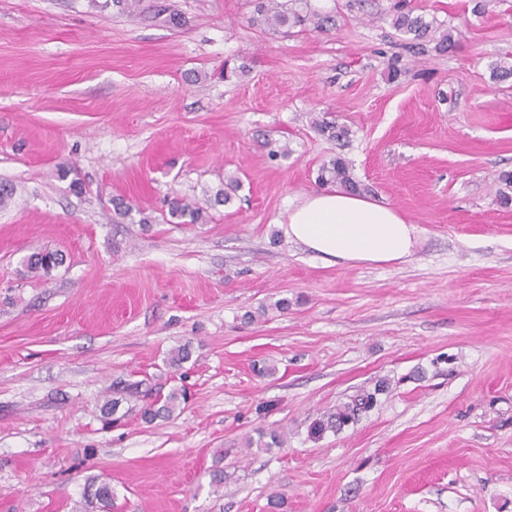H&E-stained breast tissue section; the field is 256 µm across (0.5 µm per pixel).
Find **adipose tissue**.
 I'll return each instance as SVG.
<instances>
[{
    "label": "adipose tissue",
    "mask_w": 512,
    "mask_h": 512,
    "mask_svg": "<svg viewBox=\"0 0 512 512\" xmlns=\"http://www.w3.org/2000/svg\"><path fill=\"white\" fill-rule=\"evenodd\" d=\"M286 232L317 255L351 264L403 262L415 244L414 225L397 209L337 189L291 208Z\"/></svg>",
    "instance_id": "adipose-tissue-1"
}]
</instances>
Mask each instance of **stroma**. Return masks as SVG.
I'll use <instances>...</instances> for the list:
<instances>
[{
    "mask_svg": "<svg viewBox=\"0 0 512 512\" xmlns=\"http://www.w3.org/2000/svg\"><path fill=\"white\" fill-rule=\"evenodd\" d=\"M393 2L308 0L334 28L275 33L257 0H0V512H512V0H405L434 26L417 48ZM338 154L415 226L407 261L288 238ZM230 175L231 204L171 222ZM43 249L63 264L25 275ZM121 380L188 400L108 426ZM388 387L386 382H381L373 392L363 391L352 396L349 401L337 404L323 419L315 421L310 426L311 435L320 436L327 430L338 432L354 423L362 412L370 410L376 404L377 395L385 392Z\"/></svg>",
    "mask_w": 512,
    "mask_h": 512,
    "instance_id": "1",
    "label": "stroma"
}]
</instances>
